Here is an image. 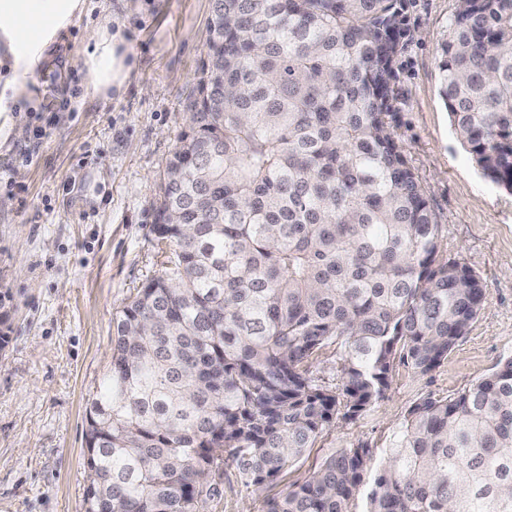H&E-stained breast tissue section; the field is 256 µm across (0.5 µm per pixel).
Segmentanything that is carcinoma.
<instances>
[{
    "instance_id": "cac0c4a2",
    "label": "carcinoma",
    "mask_w": 512,
    "mask_h": 512,
    "mask_svg": "<svg viewBox=\"0 0 512 512\" xmlns=\"http://www.w3.org/2000/svg\"><path fill=\"white\" fill-rule=\"evenodd\" d=\"M408 0H214L208 62L152 233L172 247L116 317L86 412L85 512H203L224 464L261 488L426 376L480 314L440 254L397 137ZM441 96L484 178L512 193V0H459ZM336 347L340 384L315 356ZM371 448H345L264 512H352ZM365 512H512V356L407 412ZM311 371L319 383L334 387L338 383L336 370V354L333 347L322 350L314 360Z\"/></svg>"
}]
</instances>
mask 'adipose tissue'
<instances>
[{
	"label": "adipose tissue",
	"mask_w": 512,
	"mask_h": 512,
	"mask_svg": "<svg viewBox=\"0 0 512 512\" xmlns=\"http://www.w3.org/2000/svg\"><path fill=\"white\" fill-rule=\"evenodd\" d=\"M83 0H0V140H18L26 127L19 112L34 106L28 84L61 30L74 25ZM92 52L74 56L71 66L89 77L87 94L121 91L132 70V50L122 31L108 24L86 32Z\"/></svg>",
	"instance_id": "1"
}]
</instances>
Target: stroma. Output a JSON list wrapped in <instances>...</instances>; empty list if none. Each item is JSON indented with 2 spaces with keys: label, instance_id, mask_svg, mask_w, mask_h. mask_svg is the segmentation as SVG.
<instances>
[{
  "label": "stroma",
  "instance_id": "35a3bbf8",
  "mask_svg": "<svg viewBox=\"0 0 512 512\" xmlns=\"http://www.w3.org/2000/svg\"><path fill=\"white\" fill-rule=\"evenodd\" d=\"M457 0H412L413 33L397 70L398 136L440 227L443 257L468 265L486 301L447 359L427 376L396 365L383 400L337 420L304 458L254 491L237 471L204 512H263L326 457L367 443L383 462L422 396L449 399L512 355V194L484 179L440 96V43ZM211 0H85L59 32L29 89L24 139L0 145V512H85L86 407L112 362V322L170 253L152 231L156 191L187 124L205 58ZM121 25L136 67L120 93L84 95L68 66L84 31Z\"/></svg>",
  "mask_w": 512,
  "mask_h": 512
}]
</instances>
